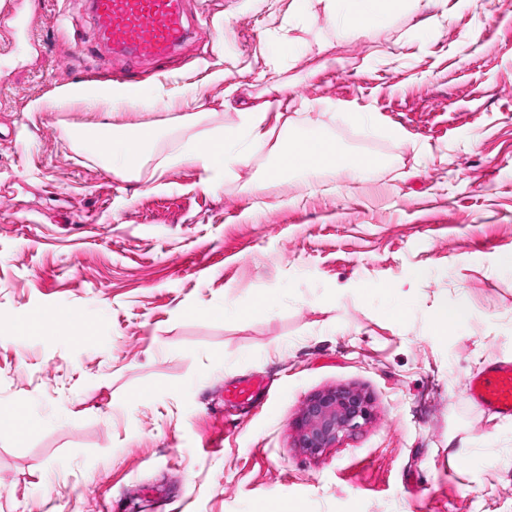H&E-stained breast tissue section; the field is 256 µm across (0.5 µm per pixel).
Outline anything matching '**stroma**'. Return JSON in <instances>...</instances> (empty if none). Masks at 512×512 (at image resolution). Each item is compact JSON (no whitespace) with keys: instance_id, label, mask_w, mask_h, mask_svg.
I'll return each mask as SVG.
<instances>
[{"instance_id":"1","label":"stroma","mask_w":512,"mask_h":512,"mask_svg":"<svg viewBox=\"0 0 512 512\" xmlns=\"http://www.w3.org/2000/svg\"><path fill=\"white\" fill-rule=\"evenodd\" d=\"M5 3L0 405L39 426L0 436V512H512V419L466 393L512 356V4L425 0L350 41L302 16L330 47L285 64L263 36L292 0H206L172 62L106 70L87 0H40L23 26ZM157 82L200 87L210 128L287 85L314 104L291 136L383 164L276 180L265 150L212 188L195 164L123 180L72 148L88 113L27 110L64 84ZM260 294L274 305L244 315ZM444 303L466 319L442 332ZM61 310L70 332L15 326ZM247 378L256 399L226 403ZM338 384L373 418L304 456L295 418Z\"/></svg>"}]
</instances>
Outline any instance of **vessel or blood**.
<instances>
[{"mask_svg": "<svg viewBox=\"0 0 512 512\" xmlns=\"http://www.w3.org/2000/svg\"><path fill=\"white\" fill-rule=\"evenodd\" d=\"M102 66L168 61L190 37L189 0H89ZM473 404L512 418V360H499L467 383Z\"/></svg>", "mask_w": 512, "mask_h": 512, "instance_id": "obj_1", "label": "vessel or blood"}]
</instances>
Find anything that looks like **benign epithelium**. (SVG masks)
<instances>
[{
    "mask_svg": "<svg viewBox=\"0 0 512 512\" xmlns=\"http://www.w3.org/2000/svg\"><path fill=\"white\" fill-rule=\"evenodd\" d=\"M373 415L371 396L364 390L339 385L306 400L299 411L295 445L303 453L316 456L355 435Z\"/></svg>",
    "mask_w": 512,
    "mask_h": 512,
    "instance_id": "7a95c632",
    "label": "benign epithelium"
}]
</instances>
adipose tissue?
I'll return each mask as SVG.
<instances>
[{"mask_svg": "<svg viewBox=\"0 0 512 512\" xmlns=\"http://www.w3.org/2000/svg\"><path fill=\"white\" fill-rule=\"evenodd\" d=\"M422 0H294V11L324 17L336 25L339 38L359 36L366 27L385 23L399 12H419ZM266 44L282 58L303 51L324 53L327 43L318 37L301 35L298 25L288 19L270 30ZM75 108L94 113L95 121L73 126L69 140L87 160L103 165L119 176L140 174L148 163L157 169L191 163L200 165L212 179L235 176L239 167L260 151L275 158L277 174L298 171L316 175L350 170L360 178L378 166L375 158H360L345 164L334 143L311 135L298 139L286 137L289 125L287 108L282 102L264 101L240 108L236 122L214 129H203L213 109L191 86L171 94L162 84L128 95L109 88L63 85L49 97L33 100L32 112H67ZM187 131L188 137L171 154L158 156L157 145L164 129Z\"/></svg>", "mask_w": 512, "mask_h": 512, "instance_id": "adipose-tissue-1", "label": "adipose tissue"}]
</instances>
